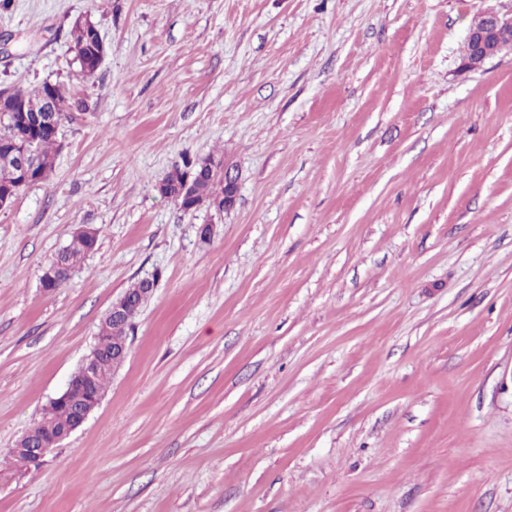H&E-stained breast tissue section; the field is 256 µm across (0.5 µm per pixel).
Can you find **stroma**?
<instances>
[{"instance_id":"1","label":"stroma","mask_w":512,"mask_h":512,"mask_svg":"<svg viewBox=\"0 0 512 512\" xmlns=\"http://www.w3.org/2000/svg\"><path fill=\"white\" fill-rule=\"evenodd\" d=\"M512 0H11L0 85L86 99L0 208V460L158 275L100 406L0 512H512ZM91 17L105 42L83 75ZM240 173L223 214L156 186ZM210 224V241L198 229ZM98 243L42 275L72 232ZM494 43H497L496 48H489ZM468 44L471 49L468 48L464 65L479 69L489 59L512 49V18L490 9L478 13L469 26ZM100 40H102V38L97 26L95 33L87 32L78 25L76 27H73L72 29L71 50L73 46H75L76 48H78L82 44H85L86 46L84 59L80 61L74 59V61L79 65L80 71L84 75H90L99 68V66L96 63L95 49L97 46V42Z\"/></svg>"}]
</instances>
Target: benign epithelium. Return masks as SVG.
Masks as SVG:
<instances>
[{"label":"benign epithelium","mask_w":512,"mask_h":512,"mask_svg":"<svg viewBox=\"0 0 512 512\" xmlns=\"http://www.w3.org/2000/svg\"><path fill=\"white\" fill-rule=\"evenodd\" d=\"M468 43L471 49L465 60V67L469 69L481 68L489 59L505 50L512 49V18L505 17L490 9L478 13L472 20L468 31ZM39 112L37 122L59 127L61 121L56 118L50 100L45 98L35 107ZM14 163L22 180H31L33 171L40 164V157L35 151L32 142H27L13 152ZM224 181L228 185V192L224 196V209L233 208L236 202L239 177L232 169L224 168ZM130 344L127 341L118 343L112 351L105 353L94 346L82 361L83 377L79 380L71 379L62 392V398L76 405V413L67 423L55 428L50 439H44L39 433L31 432V441L25 448L15 449L21 466L27 467L32 463H42L52 447L70 436L88 419L95 407L102 399L103 394L92 385L94 375L104 364L118 369L125 361Z\"/></svg>","instance_id":"obj_1"}]
</instances>
